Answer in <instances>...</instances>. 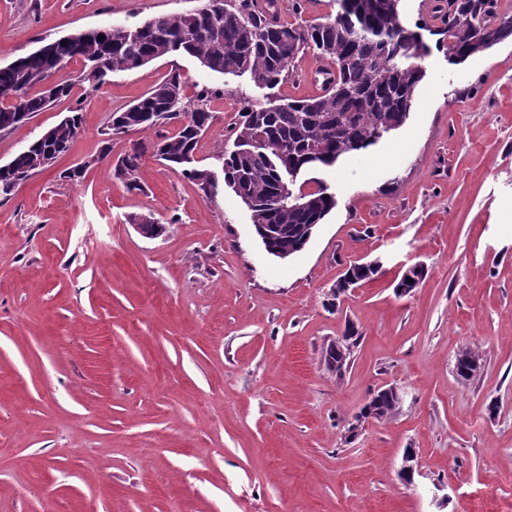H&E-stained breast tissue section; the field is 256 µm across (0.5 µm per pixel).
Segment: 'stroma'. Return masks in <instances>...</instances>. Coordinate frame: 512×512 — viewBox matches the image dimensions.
I'll use <instances>...</instances> for the list:
<instances>
[{
  "mask_svg": "<svg viewBox=\"0 0 512 512\" xmlns=\"http://www.w3.org/2000/svg\"><path fill=\"white\" fill-rule=\"evenodd\" d=\"M196 4L0 0V67ZM423 39L407 121L319 171L337 204L284 260L231 189L203 192L154 157L175 125L106 136L176 71L186 94L212 92L196 158L220 170L240 78L178 56L96 86L73 62L70 97L0 135L4 164L83 113L68 151L0 199V512H512V40L454 65ZM136 145L131 191L113 171ZM135 214L164 233L143 237ZM372 261L375 279L329 304L350 264ZM416 263L425 279L397 295ZM351 328L331 371L325 350ZM464 351L481 362L467 381ZM388 386L397 413L347 437ZM354 329H349L347 335L343 337L345 341V353L336 349V346L329 345L326 350V359L328 366L336 372H341L343 367L346 365L347 360L351 355V347L355 344L354 341ZM351 340V342H349Z\"/></svg>",
  "mask_w": 512,
  "mask_h": 512,
  "instance_id": "obj_1",
  "label": "stroma"
}]
</instances>
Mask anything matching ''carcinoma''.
<instances>
[{"mask_svg":"<svg viewBox=\"0 0 512 512\" xmlns=\"http://www.w3.org/2000/svg\"><path fill=\"white\" fill-rule=\"evenodd\" d=\"M260 11L253 0H198L190 12L150 19L140 26H109L76 42L55 40L46 54L37 49L0 67V133L16 128L22 116L32 117L62 97L71 84L56 79L72 60L100 82L157 59L188 56L212 72L245 81L237 91L239 121L232 129L233 149L222 154L224 184L251 212L252 224L266 252L295 254L307 244L309 227L322 223L335 208V196L321 181L303 192L288 181V168L332 167L346 155L367 151L401 128L409 117L417 86L425 77V49L413 39L401 18V0H337L333 17L306 24L280 18V0H265ZM431 12L440 25L431 30L436 47L448 51V61L460 64L512 38V15L502 14L490 0H434ZM335 66L322 93L304 99H281L273 90L291 78L292 63L307 52ZM266 91L264 100L252 90ZM210 89L203 86L191 98L177 72L167 75L146 94L113 113L112 131H143L159 122L178 123L174 134L154 146L155 155L181 170L205 192L215 187L213 171L197 165L200 138L213 121ZM82 112L75 109L56 125L54 139L39 140L0 168V197L7 198L49 157L66 152L80 132ZM144 148L136 145L117 162L114 175L138 188L135 172ZM358 281H371L377 264L349 267ZM425 268L402 277L396 293H412L425 278ZM354 329L343 337L345 351L330 345L328 366L339 372L351 355ZM379 417L397 410L395 396L377 392L363 407Z\"/></svg>","mask_w":512,"mask_h":512,"instance_id":"1","label":"carcinoma"}]
</instances>
